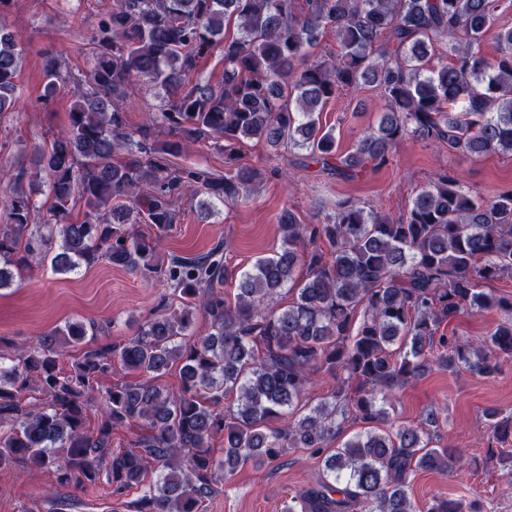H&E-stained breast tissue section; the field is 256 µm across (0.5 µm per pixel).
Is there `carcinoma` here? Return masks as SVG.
Here are the masks:
<instances>
[{"label": "carcinoma", "instance_id": "obj_1", "mask_svg": "<svg viewBox=\"0 0 512 512\" xmlns=\"http://www.w3.org/2000/svg\"><path fill=\"white\" fill-rule=\"evenodd\" d=\"M501 0H112L91 38L92 62L75 78L44 58L45 95L76 80L63 129L41 150L54 205L34 223L31 195L15 186L10 223L0 227V289L50 265L56 274L98 259L145 280L164 277L180 299L163 303L120 343L87 347L61 366L69 347L111 332L114 322L69 321L18 346L0 337V467L51 468L56 485L109 484L137 491L131 512H203L219 475L274 461L290 448L323 457L317 482L282 512H484L476 502L435 498L418 507L409 488L420 471L465 467L464 451L439 444V417L390 424L395 392L435 368L485 377L512 358V295L485 289L512 278V189L486 195L442 171L397 218L351 197L317 224L284 209L281 247L240 273L224 299L223 253L173 255L162 265L132 227L156 234L177 223L180 202L201 220L213 201L248 198L261 169L240 164L255 139L341 180L386 165L409 139L470 157L512 155V27L482 52ZM236 28L229 36L227 30ZM337 50L318 54L327 31ZM221 46L216 83L194 78ZM445 49L434 62V52ZM24 49L0 26V114L15 109ZM143 87L158 103L128 120L125 101ZM376 90L377 125L349 150L322 113L339 91ZM224 153L225 172L178 162L189 144ZM85 208L79 223L71 209ZM292 295L288 304L281 298ZM504 318L471 342L440 331L465 311ZM208 331L190 334L196 314ZM142 380L102 390L115 364ZM179 368L181 388L155 379ZM336 387L301 405L316 375ZM97 410L96 429L86 427ZM363 429L335 448L346 425ZM137 425L123 448L112 431ZM488 438L512 439V415L486 420ZM224 438V456L212 442Z\"/></svg>", "mask_w": 512, "mask_h": 512}]
</instances>
